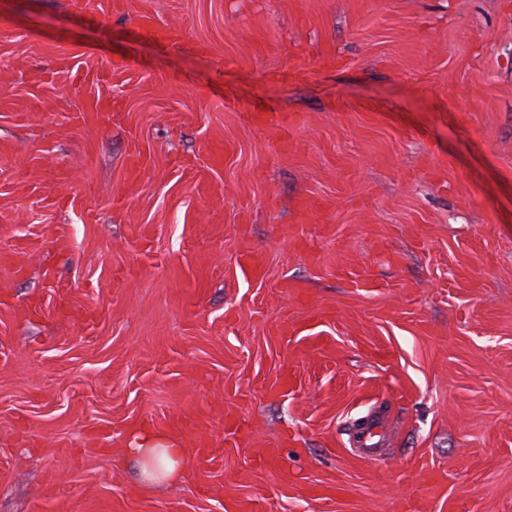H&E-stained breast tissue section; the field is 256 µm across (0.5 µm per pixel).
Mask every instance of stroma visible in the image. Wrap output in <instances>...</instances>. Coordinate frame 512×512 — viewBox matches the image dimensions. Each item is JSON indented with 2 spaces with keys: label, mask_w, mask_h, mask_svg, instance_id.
Masks as SVG:
<instances>
[{
  "label": "stroma",
  "mask_w": 512,
  "mask_h": 512,
  "mask_svg": "<svg viewBox=\"0 0 512 512\" xmlns=\"http://www.w3.org/2000/svg\"><path fill=\"white\" fill-rule=\"evenodd\" d=\"M1 141L0 512H512V0H0ZM140 27L146 32L152 34L157 39L170 44L179 43L184 34L181 30L176 28H162L156 25L150 16H142L140 19ZM385 440L383 432H377L374 422L356 429L350 438L351 448H355L356 455L366 458H375L381 456V444ZM131 451L141 464V472L157 484L178 481L184 472L183 448H168L160 443L139 444Z\"/></svg>",
  "instance_id": "35a3bbf8"
}]
</instances>
